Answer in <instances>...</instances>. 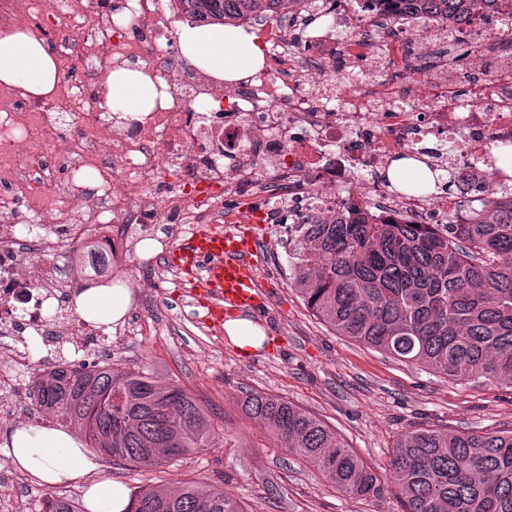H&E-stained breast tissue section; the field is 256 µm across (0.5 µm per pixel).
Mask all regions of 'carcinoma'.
<instances>
[{
  "label": "carcinoma",
  "instance_id": "obj_1",
  "mask_svg": "<svg viewBox=\"0 0 512 512\" xmlns=\"http://www.w3.org/2000/svg\"><path fill=\"white\" fill-rule=\"evenodd\" d=\"M182 2L207 26L267 15L284 0ZM481 2L425 0L445 21L464 20ZM288 245L291 285L338 335L464 382L512 384V203H495L479 224L448 225L445 237L358 213L300 224ZM33 394L36 408L110 464L155 467L215 446L197 399L148 372L60 367ZM243 410L348 495L382 494L375 471L317 417L262 392L248 394ZM389 472L404 512H512V431H408L392 449ZM46 498L49 512H84L72 499ZM131 499V512H247L221 489L183 481L143 487Z\"/></svg>",
  "mask_w": 512,
  "mask_h": 512
}]
</instances>
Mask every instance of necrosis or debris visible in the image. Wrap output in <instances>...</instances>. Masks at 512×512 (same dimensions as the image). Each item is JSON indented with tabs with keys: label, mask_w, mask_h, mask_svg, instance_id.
<instances>
[{
	"label": "necrosis or debris",
	"mask_w": 512,
	"mask_h": 512,
	"mask_svg": "<svg viewBox=\"0 0 512 512\" xmlns=\"http://www.w3.org/2000/svg\"><path fill=\"white\" fill-rule=\"evenodd\" d=\"M181 0H0V25L40 28L65 67L52 97L0 89V425L17 424L32 392L27 339L43 361H87L111 327L75 311L77 295L112 285L129 242L166 244L162 226L239 221L331 223L363 207L386 224H476L484 200L512 201V0L462 25L414 0H297L298 40L272 28L266 50L290 78L225 84L182 70L172 19ZM478 62L464 75L404 63L449 39ZM145 65L172 101L132 119L103 111L102 73ZM384 77L383 90L374 80ZM427 164L451 193L392 191L395 158ZM161 186L150 190L152 179ZM108 267L84 270L89 245ZM64 247L66 260L52 258Z\"/></svg>",
	"instance_id": "obj_1"
}]
</instances>
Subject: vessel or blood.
I'll use <instances>...</instances> for the list:
<instances>
[{
	"mask_svg": "<svg viewBox=\"0 0 512 512\" xmlns=\"http://www.w3.org/2000/svg\"><path fill=\"white\" fill-rule=\"evenodd\" d=\"M168 261L181 273L183 287L204 302L213 326H221L225 315L246 314L267 303L257 279L263 255L256 240L237 227L193 230Z\"/></svg>",
	"mask_w": 512,
	"mask_h": 512,
	"instance_id": "vessel-or-blood-1",
	"label": "vessel or blood"
}]
</instances>
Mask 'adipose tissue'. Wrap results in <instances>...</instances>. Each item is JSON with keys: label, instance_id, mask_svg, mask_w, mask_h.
<instances>
[{"label": "adipose tissue", "instance_id": "obj_1", "mask_svg": "<svg viewBox=\"0 0 512 512\" xmlns=\"http://www.w3.org/2000/svg\"><path fill=\"white\" fill-rule=\"evenodd\" d=\"M178 44L192 67L221 81L248 80L265 65L256 37L241 28L186 25ZM59 80L56 54L44 39L20 28L0 32V86H19L41 98L55 93ZM105 89L110 111L126 118L153 111L159 97L151 78L135 68L111 69ZM129 306L125 288H90L76 299L82 317L104 325L122 319ZM0 454L49 488L86 477L100 467L70 433L40 424H21L0 436ZM85 500L89 512H127L129 507L126 488L109 479L92 483Z\"/></svg>", "mask_w": 512, "mask_h": 512}]
</instances>
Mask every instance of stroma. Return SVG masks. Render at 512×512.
Returning <instances> with one entry per match:
<instances>
[{"instance_id": "35a3bbf8", "label": "stroma", "mask_w": 512, "mask_h": 512, "mask_svg": "<svg viewBox=\"0 0 512 512\" xmlns=\"http://www.w3.org/2000/svg\"><path fill=\"white\" fill-rule=\"evenodd\" d=\"M264 262L258 272L270 299L251 316L266 336L241 353L217 333L205 310L180 286L167 259L144 268L130 250L120 275L156 278L157 288L131 298L137 321L112 337V366L148 369L189 391L207 413L218 447L165 466L102 464L98 477L127 489L182 480L224 489L246 512H401L389 487L388 462L397 439L420 428L511 431L512 388L483 379L466 384L423 364L334 333L289 284L288 235L254 225ZM282 396L326 423L376 472L384 491L353 498L282 448L242 410L247 393Z\"/></svg>"}]
</instances>
